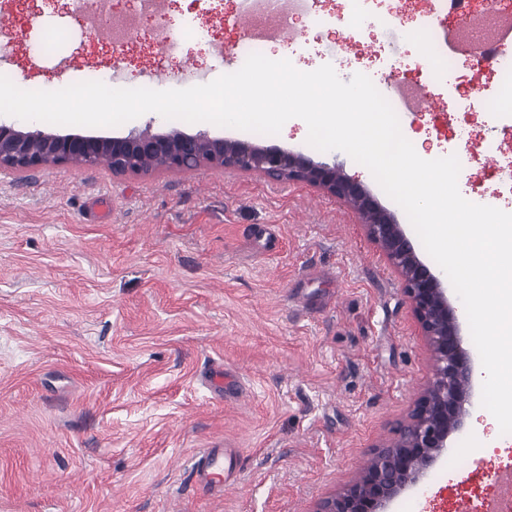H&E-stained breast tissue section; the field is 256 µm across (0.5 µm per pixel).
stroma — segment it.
I'll list each match as a JSON object with an SVG mask.
<instances>
[{
	"instance_id": "35a3bbf8",
	"label": "stroma",
	"mask_w": 512,
	"mask_h": 512,
	"mask_svg": "<svg viewBox=\"0 0 512 512\" xmlns=\"http://www.w3.org/2000/svg\"><path fill=\"white\" fill-rule=\"evenodd\" d=\"M132 23L123 53L90 29L89 8L57 13L39 0L18 15L0 0L13 51L0 60L15 85L59 90L91 71L155 89L208 83L236 70L248 32L228 0H169L212 28L215 44L187 43L172 62L143 38L134 0H112ZM68 36L62 57L41 55L46 30ZM405 118L413 141L439 156L463 151L462 127L503 139L498 110L512 91L486 93L471 115L445 98ZM28 129L122 136L145 128L246 139L245 131L149 112L116 127L28 122ZM292 119L263 146L338 162L397 213L370 171L344 152L307 144ZM498 152L470 161L460 193H512L493 174ZM221 366L236 392L201 382ZM432 376L422 328L403 282L364 224L318 189L232 168L115 174L63 164L0 174V512H313L391 437ZM235 449L219 497L193 489L204 448ZM512 434L459 463L443 455L389 512H457L500 500Z\"/></svg>"
}]
</instances>
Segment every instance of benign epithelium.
Listing matches in <instances>:
<instances>
[{
  "label": "benign epithelium",
  "mask_w": 512,
  "mask_h": 512,
  "mask_svg": "<svg viewBox=\"0 0 512 512\" xmlns=\"http://www.w3.org/2000/svg\"><path fill=\"white\" fill-rule=\"evenodd\" d=\"M59 164L105 165L114 173L188 170L201 166L257 172L326 191L355 211L404 281L432 357V378L393 439L377 446L360 472L313 512H388L390 502L416 485L464 426L472 396V359L462 347L447 288L415 253L396 216L336 163L206 132L156 134L132 130L122 137L58 135L0 123V173H25Z\"/></svg>",
  "instance_id": "7a95c632"
}]
</instances>
